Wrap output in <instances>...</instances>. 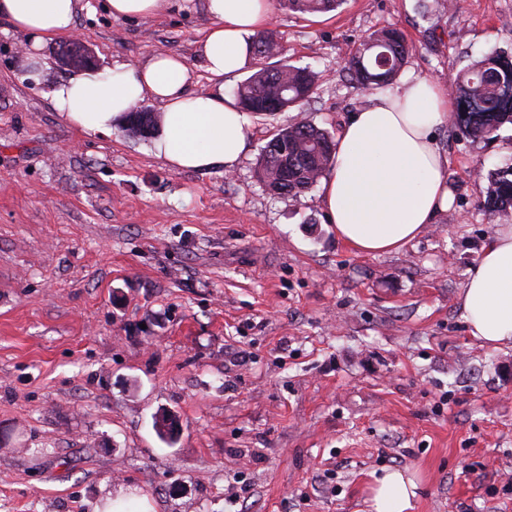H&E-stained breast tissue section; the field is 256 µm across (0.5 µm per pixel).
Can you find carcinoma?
<instances>
[{
  "label": "carcinoma",
  "instance_id": "1",
  "mask_svg": "<svg viewBox=\"0 0 512 512\" xmlns=\"http://www.w3.org/2000/svg\"><path fill=\"white\" fill-rule=\"evenodd\" d=\"M343 0H280L288 11L326 14ZM255 71L236 92L237 103L247 112L273 115L282 100L293 104L315 93L317 75L308 67L269 66L267 59L280 49L271 32L252 37ZM412 46L394 28L377 29L352 49L346 68L364 90L391 84L411 54ZM455 109L451 126L473 141H487L504 125H512V56L495 53L456 73ZM333 141L328 132L308 123L295 122L276 133L263 148L257 174L274 195L298 197L323 177L332 164ZM486 205L490 212L512 209V163L489 172Z\"/></svg>",
  "mask_w": 512,
  "mask_h": 512
}]
</instances>
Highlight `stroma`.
<instances>
[{
	"label": "stroma",
	"instance_id": "1",
	"mask_svg": "<svg viewBox=\"0 0 512 512\" xmlns=\"http://www.w3.org/2000/svg\"><path fill=\"white\" fill-rule=\"evenodd\" d=\"M74 37L99 68L184 57L198 92L232 95L255 66L212 78L204 0L113 18L89 0ZM403 32L400 79L450 84L512 53V0H344L275 8L288 61L319 74L300 109L255 116L232 171H175L152 138L85 135L51 92L71 71L0 18V512H95L108 492L156 512H370L375 477L415 476L414 512H512V348L470 336L461 294L495 225L486 171L512 126L474 142L435 132L450 205L401 251L338 241L320 187L271 195L266 143L307 121L339 136L367 104L345 68L372 31ZM173 413L174 440L154 420ZM288 11L302 14H326L335 11L343 0H280Z\"/></svg>",
	"mask_w": 512,
	"mask_h": 512
}]
</instances>
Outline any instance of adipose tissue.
Returning <instances> with one entry per match:
<instances>
[{
  "label": "adipose tissue",
  "instance_id": "obj_1",
  "mask_svg": "<svg viewBox=\"0 0 512 512\" xmlns=\"http://www.w3.org/2000/svg\"><path fill=\"white\" fill-rule=\"evenodd\" d=\"M81 0H0V17L30 40L38 65L46 38L72 33ZM210 19L201 42L207 72L221 79L241 69L249 40L265 29L273 0H205ZM192 73L176 54L139 66L84 71L53 91L57 110L85 134L111 133L137 102L162 105L158 156L173 170L232 169L242 156L250 116L233 101L192 91ZM451 105L443 84L413 78L371 96L335 142L321 181L322 206L337 238L362 255L401 251L448 208V159L434 138ZM463 318L474 338L512 347V224L496 225L462 291ZM417 483L393 469L371 488L372 512H413Z\"/></svg>",
  "mask_w": 512,
  "mask_h": 512
}]
</instances>
